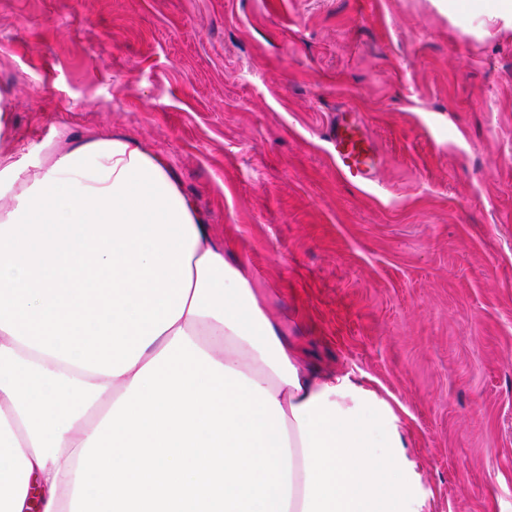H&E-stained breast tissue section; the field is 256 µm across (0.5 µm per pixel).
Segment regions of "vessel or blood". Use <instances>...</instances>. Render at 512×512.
I'll list each match as a JSON object with an SVG mask.
<instances>
[{
    "mask_svg": "<svg viewBox=\"0 0 512 512\" xmlns=\"http://www.w3.org/2000/svg\"><path fill=\"white\" fill-rule=\"evenodd\" d=\"M327 141L340 176L360 184L375 179L378 170L376 148L362 123L338 114L327 130Z\"/></svg>",
    "mask_w": 512,
    "mask_h": 512,
    "instance_id": "vessel-or-blood-1",
    "label": "vessel or blood"
}]
</instances>
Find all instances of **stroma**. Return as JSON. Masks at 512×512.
I'll return each instance as SVG.
<instances>
[{"instance_id": "obj_1", "label": "stroma", "mask_w": 512, "mask_h": 512, "mask_svg": "<svg viewBox=\"0 0 512 512\" xmlns=\"http://www.w3.org/2000/svg\"><path fill=\"white\" fill-rule=\"evenodd\" d=\"M375 182L336 171L337 113ZM165 157L306 358L390 402L432 512H512V30L448 0H0V154ZM326 141L340 176L350 182L368 184L376 177L378 160L373 140L362 123L336 115L327 130Z\"/></svg>"}]
</instances>
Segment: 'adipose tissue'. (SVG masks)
I'll return each instance as SVG.
<instances>
[{"mask_svg": "<svg viewBox=\"0 0 512 512\" xmlns=\"http://www.w3.org/2000/svg\"><path fill=\"white\" fill-rule=\"evenodd\" d=\"M0 512H431L388 401L305 363L169 162L0 155Z\"/></svg>", "mask_w": 512, "mask_h": 512, "instance_id": "adipose-tissue-1", "label": "adipose tissue"}]
</instances>
